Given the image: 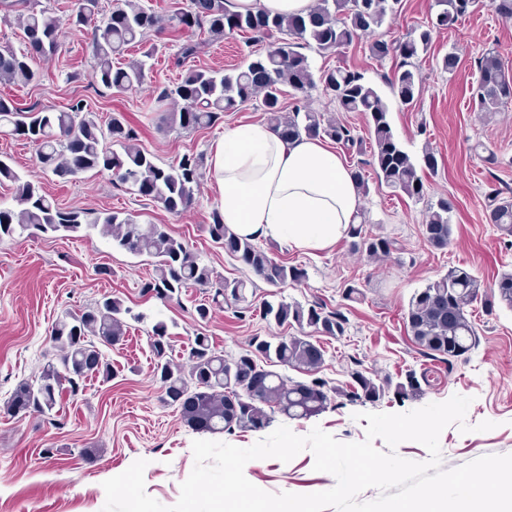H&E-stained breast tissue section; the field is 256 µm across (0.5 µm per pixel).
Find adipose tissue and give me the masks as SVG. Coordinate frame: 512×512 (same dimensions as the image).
<instances>
[{
  "mask_svg": "<svg viewBox=\"0 0 512 512\" xmlns=\"http://www.w3.org/2000/svg\"><path fill=\"white\" fill-rule=\"evenodd\" d=\"M210 168L221 219L242 238L324 250L358 209L349 168L317 140L287 142L269 128L240 125L225 133Z\"/></svg>",
  "mask_w": 512,
  "mask_h": 512,
  "instance_id": "1",
  "label": "adipose tissue"
}]
</instances>
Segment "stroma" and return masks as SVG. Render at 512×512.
I'll return each mask as SVG.
<instances>
[{"mask_svg": "<svg viewBox=\"0 0 512 512\" xmlns=\"http://www.w3.org/2000/svg\"><path fill=\"white\" fill-rule=\"evenodd\" d=\"M436 13L435 0H401L395 17L386 18L378 32L398 38L407 30L426 26ZM370 36H362L333 54L308 50L313 73L336 66L361 71L389 107L395 138L414 163L425 149H433L438 169L425 173V197L414 201L378 185L367 174L368 191L360 197L368 232L397 241L394 254L380 261L351 253L346 241L332 248L303 251L284 243L264 242L276 260L306 269L299 285L272 288L257 282L249 311L231 307L214 309L199 320L197 305L209 295L189 288L172 300L145 294L142 286L152 273L148 257H133L113 246L99 227L86 224L70 234L37 233L0 241V402L15 385L37 373L50 352L55 322L67 312L78 313L109 295L122 300L131 313L122 346L107 356L115 370L111 379H86L78 392H63L48 414L7 417L0 414V512H102L105 480L127 470L139 459L147 493L163 505H174L180 486L194 466L192 443L197 433L189 429L174 406L168 405L152 373L148 340L156 323H164L173 356L188 363L195 335L208 336L213 347L231 357L247 349L252 337L298 335L297 327L265 320L263 302L286 300L324 303L340 310L348 328L339 338L320 337L324 362L318 371L329 385L342 386L354 368L370 377L400 381L407 370L424 372L429 384L422 396L377 404H352L333 399L326 411L307 420L275 414L274 426H287L307 435L321 428L342 442L366 436L363 413H404L452 396L471 398L465 421L471 432L450 425L440 435L442 466L451 469L485 455L512 454V309L482 304L469 306L479 344L445 363L425 356L404 325V314L414 291L447 272L467 268L483 286H491L512 272V240L488 222V197H512V106L493 112L472 107L479 76L478 60L488 50L499 53L505 72L512 77V21H504L488 0H479L453 28L434 32L428 52L420 54L417 71L422 91L413 104L397 103L387 84L392 61L379 62L369 53ZM87 32L64 29L52 57L40 61L43 77L25 87L0 83V95L18 107L32 105L55 109L76 99L85 100L100 124L122 115L139 146L168 164L187 152L212 155L224 132L239 124H265L260 100L225 113L211 127L190 133L162 128L161 117L170 110L160 91L184 74L175 63L177 48L168 34L155 36L154 56L144 84L124 95L113 94L94 82ZM255 45L235 32L213 43L191 67L231 70L244 67ZM455 53L456 72L442 70L441 59ZM0 155L9 157L14 170L40 185L61 206L91 211L122 210L137 222L168 225L174 236L188 244L199 262L218 275L241 277L239 264L214 244L207 232L218 207L211 176L201 181L195 206L173 216L150 200L113 186L108 175H80L60 182L43 172L33 145L22 138L0 134ZM454 196L453 242L447 249L431 247L422 234L429 203ZM361 296L348 300L346 286ZM494 422V429L476 431V424ZM84 448L99 449L97 458L81 456ZM314 456L305 450L289 462L275 458L250 461L244 474L255 486L270 493L309 494L331 489V474L313 469Z\"/></svg>", "mask_w": 512, "mask_h": 512, "instance_id": "obj_1", "label": "stroma"}]
</instances>
